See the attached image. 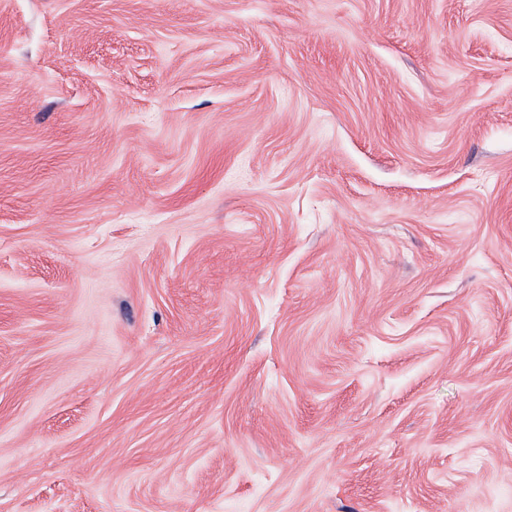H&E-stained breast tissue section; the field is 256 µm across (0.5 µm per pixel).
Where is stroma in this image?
Returning <instances> with one entry per match:
<instances>
[{
  "label": "stroma",
  "instance_id": "stroma-1",
  "mask_svg": "<svg viewBox=\"0 0 512 512\" xmlns=\"http://www.w3.org/2000/svg\"><path fill=\"white\" fill-rule=\"evenodd\" d=\"M0 512H512V0H0Z\"/></svg>",
  "mask_w": 512,
  "mask_h": 512
}]
</instances>
